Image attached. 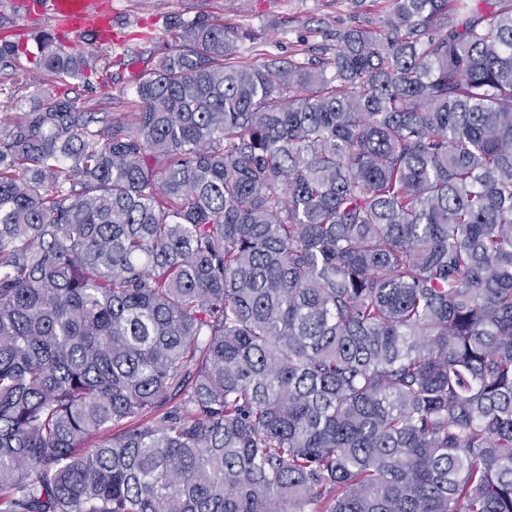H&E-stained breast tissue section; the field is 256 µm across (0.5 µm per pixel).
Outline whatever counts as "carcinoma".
Listing matches in <instances>:
<instances>
[{
  "mask_svg": "<svg viewBox=\"0 0 512 512\" xmlns=\"http://www.w3.org/2000/svg\"><path fill=\"white\" fill-rule=\"evenodd\" d=\"M383 13L0 122V512H512V0Z\"/></svg>",
  "mask_w": 512,
  "mask_h": 512,
  "instance_id": "1",
  "label": "carcinoma"
}]
</instances>
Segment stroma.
<instances>
[{"label":"stroma","mask_w":512,"mask_h":512,"mask_svg":"<svg viewBox=\"0 0 512 512\" xmlns=\"http://www.w3.org/2000/svg\"><path fill=\"white\" fill-rule=\"evenodd\" d=\"M112 16V27L122 42L140 44L137 61L111 57L104 68L87 79L55 82L38 69L35 58L24 60L31 83L22 110L36 107L44 94L76 99L79 106H96L103 112H133L137 109L132 85L147 73L172 42L170 22L191 21L201 16L223 22L236 44L237 60L259 63L265 54L288 55L302 50L332 47L337 29L352 23L354 16L378 18L380 8L367 9L352 0H100ZM46 17L20 15L12 0H0V41L31 42L34 34L55 31Z\"/></svg>","instance_id":"stroma-1"}]
</instances>
